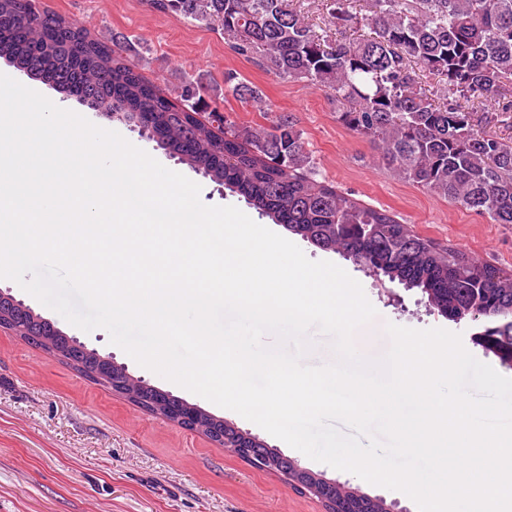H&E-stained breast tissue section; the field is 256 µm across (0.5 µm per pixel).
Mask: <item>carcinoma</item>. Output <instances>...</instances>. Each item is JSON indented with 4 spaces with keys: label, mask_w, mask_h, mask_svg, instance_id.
<instances>
[{
    "label": "carcinoma",
    "mask_w": 512,
    "mask_h": 512,
    "mask_svg": "<svg viewBox=\"0 0 512 512\" xmlns=\"http://www.w3.org/2000/svg\"><path fill=\"white\" fill-rule=\"evenodd\" d=\"M331 0L338 27L363 24L373 36L328 40L293 0H146L153 10L224 35L285 80H304L336 101V121L370 142L389 173L466 210L512 225V141L485 130L488 116L512 123V0ZM0 55L33 78L77 97L102 115L137 128L275 224L337 252L377 278L420 290L426 306L451 321L477 314L512 342V271L417 233L385 208L316 178L302 131L289 116L269 126L238 124L210 107L188 83L176 99L145 83L123 53L39 0H0ZM445 84L442 102L419 85L416 70ZM481 100L487 110L462 102ZM211 113V124L194 114ZM53 342L62 358L93 380L97 361L62 331L25 341ZM335 512H391L386 501L336 488Z\"/></svg>",
    "instance_id": "1"
}]
</instances>
